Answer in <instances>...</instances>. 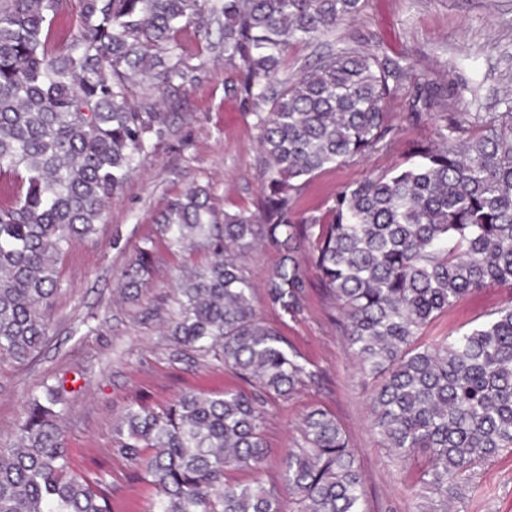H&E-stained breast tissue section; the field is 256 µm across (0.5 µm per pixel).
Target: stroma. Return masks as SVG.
I'll list each match as a JSON object with an SVG mask.
<instances>
[{
    "mask_svg": "<svg viewBox=\"0 0 512 512\" xmlns=\"http://www.w3.org/2000/svg\"><path fill=\"white\" fill-rule=\"evenodd\" d=\"M217 22L177 35L199 83L167 104L162 138L151 139L123 190L107 200L96 234L75 242L60 260L58 293L49 338L39 356L21 365L0 361V445L14 440L29 398L44 385L64 382L60 426L75 471L101 469L112 483V512H149L154 491L129 462L112 454L115 425L133 402L154 408L188 391H249L250 385L214 357L179 352L168 327L177 310L179 275L206 265L207 250H172L157 219L182 191L208 188L216 214L257 211L262 196L259 129L254 112L229 92L238 81L218 45ZM344 49L369 50L406 59L410 74L389 104L393 134L377 151L319 172L297 198L300 214L324 215L336 192L396 165H407L419 148L435 143L439 122L409 119L418 81L447 87L449 112L505 111L512 98V0H364L357 18L336 33L291 47L283 61L293 76L319 57ZM150 267L137 288H125V272L140 249ZM279 260L259 244L241 263L254 283L258 316L276 328L302 357L320 369L319 385L304 386L269 403L263 427V480L279 479L285 449L299 447L304 414L321 408L334 415L358 450L367 512H417L427 506L418 474L383 445L371 429L374 382L363 377L348 351L333 299L316 286L297 318L265 300L264 284ZM512 300L511 285H495L463 296L424 331L439 341L482 321ZM448 512H512V453L478 470Z\"/></svg>",
    "mask_w": 512,
    "mask_h": 512,
    "instance_id": "obj_1",
    "label": "stroma"
}]
</instances>
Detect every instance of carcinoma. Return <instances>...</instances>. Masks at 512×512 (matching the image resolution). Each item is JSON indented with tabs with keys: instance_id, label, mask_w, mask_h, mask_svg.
Listing matches in <instances>:
<instances>
[{
	"instance_id": "cac0c4a2",
	"label": "carcinoma",
	"mask_w": 512,
	"mask_h": 512,
	"mask_svg": "<svg viewBox=\"0 0 512 512\" xmlns=\"http://www.w3.org/2000/svg\"><path fill=\"white\" fill-rule=\"evenodd\" d=\"M362 0H223L224 56L238 63L230 92L256 107L263 194L256 213L218 220L210 193L172 198L160 231L176 250L212 258L180 278L172 339L249 380L248 394L184 393L168 407L135 402L112 452L139 470L153 512H365L355 450L327 411L303 418L279 482L224 481L259 470L266 405L317 384L318 370L256 314L242 253H280L269 305L296 318L306 267L336 302L348 345L375 381L371 427L400 458L425 455L419 482L443 510L477 469L512 453V304L451 340L420 343L465 294L512 284V105L483 123L448 114L418 160L338 191L325 215L300 217L295 198L316 173L375 151L393 132L387 112L411 67L402 58L342 51L296 77L288 50L355 17ZM203 0H0V360L30 362L46 340L59 257L95 233L165 113L131 102L156 73L172 97L198 81L176 35L204 24ZM75 18L65 29L61 14ZM443 92L417 83L415 120ZM312 250H305L306 243ZM64 388L32 397L16 443L0 448V512H112L102 472L75 473L59 425Z\"/></svg>"
}]
</instances>
